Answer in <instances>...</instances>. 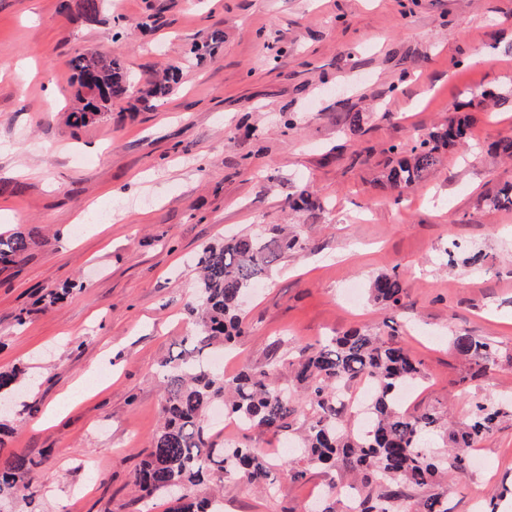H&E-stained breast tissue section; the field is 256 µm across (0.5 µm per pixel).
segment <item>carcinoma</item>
Instances as JSON below:
<instances>
[{"instance_id":"1","label":"carcinoma","mask_w":512,"mask_h":512,"mask_svg":"<svg viewBox=\"0 0 512 512\" xmlns=\"http://www.w3.org/2000/svg\"><path fill=\"white\" fill-rule=\"evenodd\" d=\"M98 8V0L66 4L69 12L86 19L94 18ZM223 42L224 34L214 31L197 49L198 59L215 58ZM70 66L80 103L68 116L74 126L100 119L133 89L139 101L155 107L182 76L180 63H167L135 88L116 57L82 53L71 59ZM85 73L93 74L95 83H83ZM472 122L468 113L453 114L448 123L413 142L390 146L396 162L377 183L399 197L414 189L437 168L443 152L465 143ZM484 202L493 208L512 206V184ZM28 248L29 240L21 232L0 236V264L18 262ZM305 248L304 238L284 227L234 235L203 248L196 305L191 307L197 328L184 339L187 346L165 361L160 425L136 471L137 492L144 499L182 492L171 512H220L224 506L215 491L227 479L242 473L251 486L271 490L274 478L264 453L255 448H219L213 441L209 412L222 399L228 414L246 428L272 431L298 453L282 462L294 479L338 462L352 475L350 483L333 486L324 507L316 512H348L342 495L347 487L357 491L355 512H448L444 494L415 499L408 489L436 484L450 472H466L476 443L512 411L507 405L474 400L468 421L454 424L433 408L418 413L403 410L401 393L416 386L423 368L398 336L355 329L304 349L284 362L286 385L279 382L277 363L263 368L246 365L232 377L213 364L214 350L233 345L244 332L242 296L283 254ZM369 292L374 302L392 309L402 307L406 298L403 278L395 271L376 276ZM453 347L468 365L464 382L483 378L497 363L498 348L484 339L459 334ZM20 375L0 372L1 401L9 400ZM363 380L371 385V400L360 418L348 403L347 390ZM440 433L448 444L444 459L428 447L431 437ZM38 467V461L26 456L5 460L0 466V508L34 497ZM205 480L214 493L190 498V487Z\"/></svg>"}]
</instances>
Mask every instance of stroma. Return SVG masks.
Wrapping results in <instances>:
<instances>
[{"label":"stroma","instance_id":"obj_1","mask_svg":"<svg viewBox=\"0 0 512 512\" xmlns=\"http://www.w3.org/2000/svg\"><path fill=\"white\" fill-rule=\"evenodd\" d=\"M64 2L0 0V61L23 70L0 78V234L30 240L0 265V371L34 382L0 448L42 462L18 512H169L132 492L160 418L159 365L191 331L202 246L256 227L301 226L307 247L247 299L225 374L396 328L424 363L411 411L448 407L463 422L472 398L512 400V209L483 202L512 183V162L487 153L512 136V102L473 109L466 149L402 199L374 183L390 145L512 90V0H101L92 21ZM216 30L217 59L196 63ZM86 52L118 56L140 81L168 62L184 76L159 107L129 97L77 128L70 61ZM302 184L320 205L295 212ZM474 250L482 269L447 266L446 253ZM394 266L407 288L397 310L367 292ZM464 332L499 349L470 388L452 348ZM474 453L481 465L441 486L449 512L512 479V420ZM271 464V493L225 481L224 512H310L313 492L347 477L337 466L294 480Z\"/></svg>","mask_w":512,"mask_h":512}]
</instances>
